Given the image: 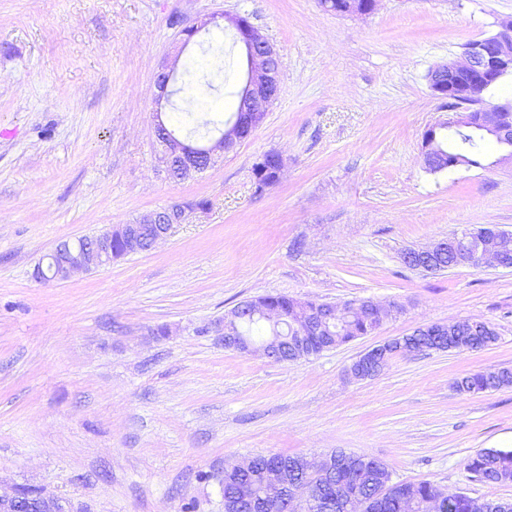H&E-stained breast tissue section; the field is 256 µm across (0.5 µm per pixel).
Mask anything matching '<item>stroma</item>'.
<instances>
[{"label":"stroma","instance_id":"stroma-1","mask_svg":"<svg viewBox=\"0 0 512 512\" xmlns=\"http://www.w3.org/2000/svg\"><path fill=\"white\" fill-rule=\"evenodd\" d=\"M217 13L274 44L280 91L233 152L173 180L155 118L188 104L179 92L156 110V74L182 28ZM509 21L512 0H380L366 16L319 0H0V493L32 484L78 512H224L226 462L341 449L397 481L512 499V483L467 469L480 449H512V387H453L512 368V269L401 260L467 228L512 232V167L432 174L422 159L446 113L429 70ZM216 55L209 103L228 109L245 75L234 29L199 33L181 62ZM272 151L285 168L261 190L252 168ZM174 201L192 209L151 250L33 279L59 242ZM267 294L402 310L294 363L225 349L215 323ZM467 319L490 321L498 341L346 375L370 346ZM453 386L463 394H480L512 387V368L469 374L456 379Z\"/></svg>","mask_w":512,"mask_h":512}]
</instances>
